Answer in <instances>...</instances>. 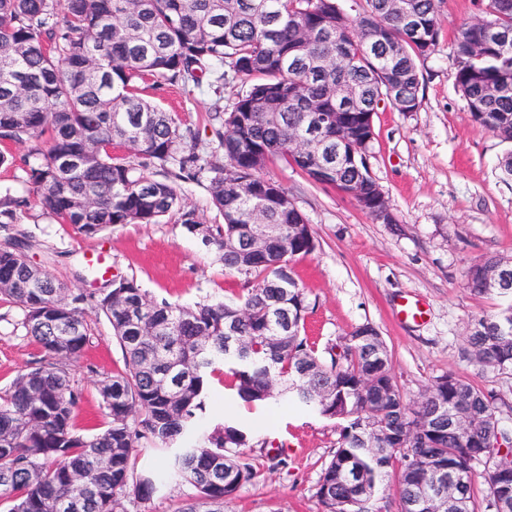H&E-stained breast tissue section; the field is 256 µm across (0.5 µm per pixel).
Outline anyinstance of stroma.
<instances>
[{"label":"stroma","mask_w":512,"mask_h":512,"mask_svg":"<svg viewBox=\"0 0 512 512\" xmlns=\"http://www.w3.org/2000/svg\"><path fill=\"white\" fill-rule=\"evenodd\" d=\"M439 42L419 67L423 98L414 112L381 105L367 154L373 180L390 211L377 219L352 196L313 183L285 162L266 174L293 197L306 217L317 247L297 260L295 271L310 309L306 327L318 347L336 342L355 326L372 323L390 351L393 375L406 401L416 400L434 380L452 372L492 393L503 408L499 426L512 433V371L485 369L466 352L471 320L500 310L494 295L465 285L468 267L490 256L512 261V180L502 179L499 162L511 149L474 124L455 85V25L478 18L476 0H437ZM149 99L195 132L200 151L214 161L223 151L207 122L214 95L165 84ZM27 238L31 262L69 287L89 293L87 254L105 252L116 275L136 279L158 302L191 305L243 294L244 276L225 272L214 251L189 234L177 219L158 224H122L88 238L71 227L38 218L29 210L19 223L0 227V240ZM427 308L424 321H402L401 298ZM93 334L69 368L83 386L75 423L85 433L106 426L97 380L123 371V351L96 306L86 308ZM20 307L0 299V388L43 358L40 347L19 326ZM212 387L223 389L219 380ZM215 407L250 428L256 437L278 442L280 458L251 448L259 474L225 503L224 512H323L316 491L324 464L339 437L334 421L316 414L251 410L233 400L232 390ZM192 490L173 479L158 482L150 499L128 502V512H178Z\"/></svg>","instance_id":"stroma-1"}]
</instances>
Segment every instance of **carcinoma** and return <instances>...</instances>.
<instances>
[{
    "instance_id": "1",
    "label": "carcinoma",
    "mask_w": 512,
    "mask_h": 512,
    "mask_svg": "<svg viewBox=\"0 0 512 512\" xmlns=\"http://www.w3.org/2000/svg\"><path fill=\"white\" fill-rule=\"evenodd\" d=\"M409 25L390 0H363L351 17L340 0H0V167L24 173L33 199L0 193V224H15L35 203L40 216L94 237L119 224H158L180 215L187 232L215 251L224 270L253 280L237 298L192 307L157 303L134 279L112 280L99 298L49 275L45 288L28 286L32 262L22 241L0 242V296L23 311L20 328L45 361L0 389V502L7 512H127L125 502L149 498L157 476L136 473L131 459L150 449L190 486L178 512L199 501L224 512V502L256 476L244 449L256 437L223 421L205 429L214 399L209 382L228 368L236 397L262 406L269 390L302 387L309 405L336 421V450L325 463L317 497L324 512H370L362 486L381 482L398 465L399 512H413L418 494H444L465 512H483L488 486L477 487L472 463L506 474L498 496L512 512V435L498 428L494 396L453 373L438 377L416 406L395 381L388 346L371 323L354 327L320 351L305 334L310 309L294 263L316 249L310 225L265 170L278 158L311 180L346 193L375 217L386 201L366 162L374 115L383 102L398 112L420 106L422 74L440 37L436 0H407ZM493 20L456 26V85L473 123L512 142V0H477ZM165 82L220 89L240 82L229 108L207 113L224 151L216 165L198 149L191 129L143 97L141 84ZM369 101L346 107L336 86ZM342 113L319 127L313 114ZM22 144L17 155L5 145ZM126 154L117 156L112 149ZM344 157L340 178L326 179L319 161ZM207 174L206 189L222 224H205L183 205L171 171ZM262 224L277 226L264 255L249 248ZM490 257L470 266L467 287L482 284ZM96 300L125 355V369L97 381L106 429L84 434L75 424L83 389L66 362L81 357L92 328L85 304ZM234 331L266 368L224 357ZM212 343L201 355L199 339ZM467 352L483 367L512 368V292L500 312L474 318ZM458 413L476 427L448 437L418 428Z\"/></svg>"
}]
</instances>
